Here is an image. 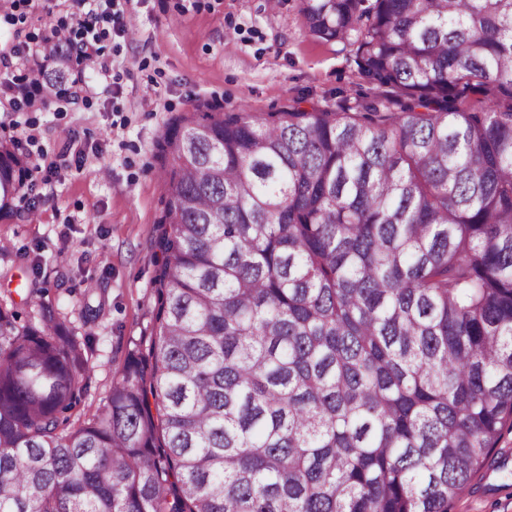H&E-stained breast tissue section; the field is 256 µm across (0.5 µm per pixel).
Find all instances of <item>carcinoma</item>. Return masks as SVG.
<instances>
[{"mask_svg":"<svg viewBox=\"0 0 512 512\" xmlns=\"http://www.w3.org/2000/svg\"><path fill=\"white\" fill-rule=\"evenodd\" d=\"M301 11L400 110L169 123L154 334L102 409L68 415L89 338L0 304V512H448L512 422V0ZM30 186L0 139V217Z\"/></svg>","mask_w":512,"mask_h":512,"instance_id":"1","label":"carcinoma"}]
</instances>
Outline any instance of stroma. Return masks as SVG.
I'll use <instances>...</instances> for the list:
<instances>
[{"label": "stroma", "mask_w": 512, "mask_h": 512, "mask_svg": "<svg viewBox=\"0 0 512 512\" xmlns=\"http://www.w3.org/2000/svg\"><path fill=\"white\" fill-rule=\"evenodd\" d=\"M127 31L102 43L89 91L31 112H0V136L18 141L34 175L33 197L0 219V303L40 291L53 320L89 335L88 388L75 412L94 414L134 345H148L167 192L157 142L171 118L197 101L228 111L276 112L298 104L357 108L376 90L352 46L310 36L300 0H120ZM79 0H24L0 11V100L15 76L43 57H17L52 22L75 23ZM97 316L85 321L86 308ZM448 512H512V430Z\"/></svg>", "instance_id": "stroma-1"}]
</instances>
